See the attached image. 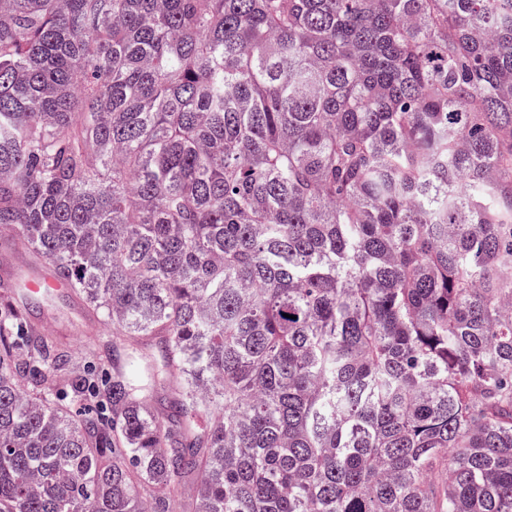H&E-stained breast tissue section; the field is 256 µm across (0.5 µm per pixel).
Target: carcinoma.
I'll return each mask as SVG.
<instances>
[{
  "label": "carcinoma",
  "instance_id": "cac0c4a2",
  "mask_svg": "<svg viewBox=\"0 0 512 512\" xmlns=\"http://www.w3.org/2000/svg\"><path fill=\"white\" fill-rule=\"evenodd\" d=\"M2 228L0 512H512V0H0ZM5 239L0 236V243ZM49 266L43 260L33 259L20 243L10 241L7 245L3 242L0 246V274L7 270L19 282L26 280L28 284L32 280L50 276ZM63 288H66V284L53 277L30 282L28 291L34 293L31 294L32 316L39 326L47 324L45 331L48 334L61 336L69 343L79 366L91 365L89 362L92 359L88 358V353L98 349L99 341L108 337L112 325L101 320L88 322L79 302L67 293H57L48 302L35 294Z\"/></svg>",
  "mask_w": 512,
  "mask_h": 512
}]
</instances>
